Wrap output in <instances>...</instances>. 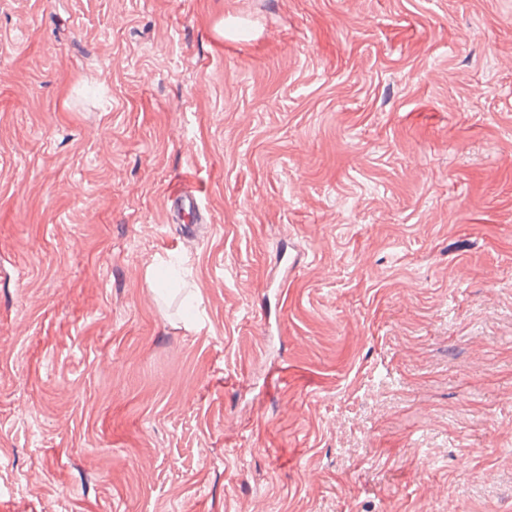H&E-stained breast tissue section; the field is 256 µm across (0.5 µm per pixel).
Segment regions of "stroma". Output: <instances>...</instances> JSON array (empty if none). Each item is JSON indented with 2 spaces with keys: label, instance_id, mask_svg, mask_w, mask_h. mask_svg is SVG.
Returning a JSON list of instances; mask_svg holds the SVG:
<instances>
[{
  "label": "stroma",
  "instance_id": "35a3bbf8",
  "mask_svg": "<svg viewBox=\"0 0 512 512\" xmlns=\"http://www.w3.org/2000/svg\"><path fill=\"white\" fill-rule=\"evenodd\" d=\"M0 512H512V0H0ZM168 200L170 208L184 214V216L188 217V220L193 218L200 210L198 197L188 188L170 191Z\"/></svg>",
  "mask_w": 512,
  "mask_h": 512
}]
</instances>
